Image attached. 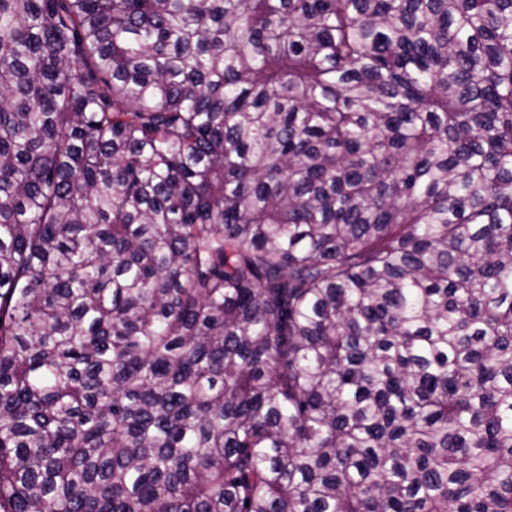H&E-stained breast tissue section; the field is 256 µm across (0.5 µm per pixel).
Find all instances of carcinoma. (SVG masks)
I'll return each mask as SVG.
<instances>
[{"instance_id":"carcinoma-1","label":"carcinoma","mask_w":512,"mask_h":512,"mask_svg":"<svg viewBox=\"0 0 512 512\" xmlns=\"http://www.w3.org/2000/svg\"><path fill=\"white\" fill-rule=\"evenodd\" d=\"M0 512H512V0H0Z\"/></svg>"}]
</instances>
